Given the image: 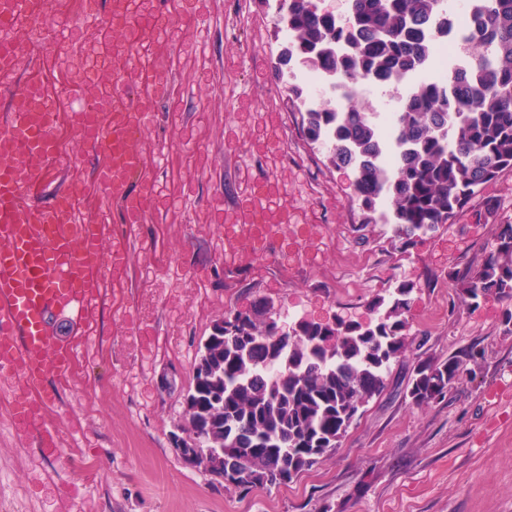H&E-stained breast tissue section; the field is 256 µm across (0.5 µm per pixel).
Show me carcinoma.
I'll return each mask as SVG.
<instances>
[{
	"instance_id": "carcinoma-1",
	"label": "carcinoma",
	"mask_w": 512,
	"mask_h": 512,
	"mask_svg": "<svg viewBox=\"0 0 512 512\" xmlns=\"http://www.w3.org/2000/svg\"><path fill=\"white\" fill-rule=\"evenodd\" d=\"M340 25L315 0H288L278 23L287 28L285 68L321 70L345 82L347 108L312 103L298 83L288 91L304 107L302 135L329 143V161L354 173L363 223L377 206L392 225V242L405 250L464 211L488 181L512 171V0H482L477 31L469 36V66L448 73V86L425 85L397 102L393 136L401 145L390 171L382 167L379 126L360 111L358 90L369 78L386 87L416 70L430 52L425 25L445 0H346ZM496 233L477 263L448 272L460 302L477 306L489 295L512 303V218L494 202L471 213ZM412 288L403 284L368 307L364 321L320 325L301 321L293 338L261 326L264 298L236 316L211 346L210 374L192 373L190 392L199 426L195 449L223 457L224 478L249 491L242 477L268 471L279 486L336 450L332 439L348 429L361 408L387 387L391 364L402 354ZM479 355L418 361L406 396L418 405L446 400L448 381L459 379Z\"/></svg>"
}]
</instances>
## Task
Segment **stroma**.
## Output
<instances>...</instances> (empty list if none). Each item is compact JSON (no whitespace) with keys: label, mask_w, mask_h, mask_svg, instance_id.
<instances>
[{"label":"stroma","mask_w":512,"mask_h":512,"mask_svg":"<svg viewBox=\"0 0 512 512\" xmlns=\"http://www.w3.org/2000/svg\"><path fill=\"white\" fill-rule=\"evenodd\" d=\"M27 26L35 69L58 90L51 130L60 153L31 193L47 207L82 180L77 205L87 223L115 225L102 256L124 244L131 264L121 285L101 272L89 304L79 369L54 406L63 445L55 461L20 447L0 384V512H512V334L500 324L505 302L459 304L449 271L477 262L495 227L468 214L418 239L391 246V227L366 224L353 203V174L327 161L323 144L307 143L300 116L279 79L275 57L286 45L277 14L261 0H148L141 69L118 75L110 60L89 67L87 49L128 41L108 22L110 0H76ZM95 78L118 84L153 108L133 148L154 191L143 223L122 214L92 177L96 155L70 137L84 110L67 87ZM279 176L294 206L307 213L310 249L304 263L282 254L251 264L249 243L223 270L224 226L246 204L253 185ZM413 284L406 349L392 364L388 387L373 397L336 451L288 484L243 492L215 489L186 466L168 435L182 416L197 343L225 312L245 311L260 297L280 313L365 315L368 304L400 282ZM477 347L480 380L456 382L449 400L417 406L403 395L417 360L446 359ZM180 362L175 388L158 382ZM88 448L105 473L83 481L71 465Z\"/></svg>","instance_id":"stroma-1"}]
</instances>
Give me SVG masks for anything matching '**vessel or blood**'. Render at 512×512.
<instances>
[{"label": "vessel or blood", "instance_id": "obj_1", "mask_svg": "<svg viewBox=\"0 0 512 512\" xmlns=\"http://www.w3.org/2000/svg\"><path fill=\"white\" fill-rule=\"evenodd\" d=\"M47 0H0V29L10 32L0 44V75L8 76L19 59L32 55L26 24ZM81 98L95 101L96 109L83 113L73 138L101 154L97 181L123 206L126 221L141 223L152 209L145 192H132V180L148 184L149 178L129 144L143 127L145 101L105 92L97 83H82ZM13 108L0 118V379L11 384L8 413L22 439L35 440L44 459L55 460L59 437L48 417L77 355L76 347L50 332L56 314H74L85 326L89 301L97 296L95 282L100 264H107L113 279H121L130 255L115 246L107 261L99 248L109 231L105 224L77 223L76 193L57 197L51 211H36L25 192L46 173L57 154L51 135V113L43 83L29 79L11 95ZM288 203L276 209L249 204L238 211L235 225L254 240L251 260L276 254L270 238L255 239L264 224H289Z\"/></svg>", "mask_w": 512, "mask_h": 512}]
</instances>
